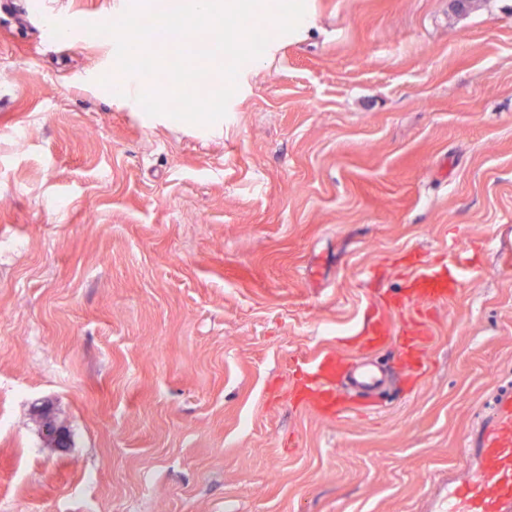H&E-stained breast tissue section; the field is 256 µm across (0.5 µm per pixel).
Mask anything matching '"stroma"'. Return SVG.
Wrapping results in <instances>:
<instances>
[{"label":"stroma","mask_w":512,"mask_h":512,"mask_svg":"<svg viewBox=\"0 0 512 512\" xmlns=\"http://www.w3.org/2000/svg\"><path fill=\"white\" fill-rule=\"evenodd\" d=\"M115 4L0 26V512H422L512 379V0H311L213 134L114 103ZM462 253L424 374L294 399L293 358L389 363L359 329ZM295 1L292 12L288 15V37H295L305 33L313 20L307 1Z\"/></svg>","instance_id":"obj_1"}]
</instances>
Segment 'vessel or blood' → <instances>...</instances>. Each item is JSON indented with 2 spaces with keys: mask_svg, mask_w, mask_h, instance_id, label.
Here are the masks:
<instances>
[{
  "mask_svg": "<svg viewBox=\"0 0 512 512\" xmlns=\"http://www.w3.org/2000/svg\"><path fill=\"white\" fill-rule=\"evenodd\" d=\"M470 267L465 256L447 266L428 265L409 278V305L450 300ZM302 389L321 409L342 412L343 394L376 393L385 382L372 364L356 362L337 373L336 358L326 353L300 360ZM463 463L448 469L443 494L431 497L426 512H512V385L496 388L487 407L462 440Z\"/></svg>",
  "mask_w": 512,
  "mask_h": 512,
  "instance_id": "b4317fda",
  "label": "vessel or blood"
}]
</instances>
